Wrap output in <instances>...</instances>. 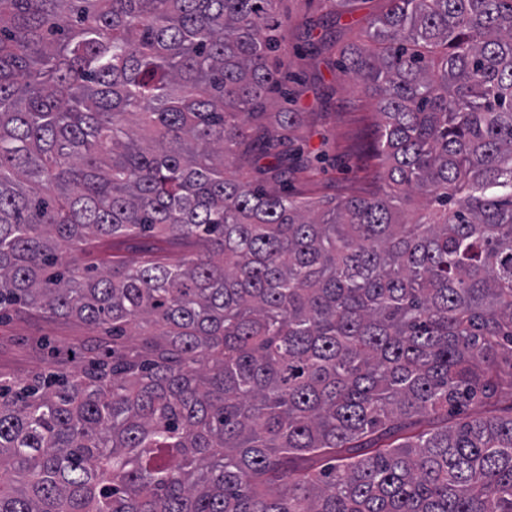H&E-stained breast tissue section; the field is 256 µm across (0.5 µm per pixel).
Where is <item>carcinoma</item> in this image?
<instances>
[{
    "mask_svg": "<svg viewBox=\"0 0 512 512\" xmlns=\"http://www.w3.org/2000/svg\"><path fill=\"white\" fill-rule=\"evenodd\" d=\"M278 2L0 0V316L112 331L0 374V512H512V0L344 49L384 176L337 201L235 169ZM130 246V243L121 239H116L108 244L97 239H92L87 248L88 251L95 253L94 256H96L99 251H106L114 255L117 259H125L128 263H135L139 260L140 254L133 251Z\"/></svg>",
    "mask_w": 512,
    "mask_h": 512,
    "instance_id": "obj_1",
    "label": "carcinoma"
}]
</instances>
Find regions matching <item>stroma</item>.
<instances>
[{
	"mask_svg": "<svg viewBox=\"0 0 512 512\" xmlns=\"http://www.w3.org/2000/svg\"><path fill=\"white\" fill-rule=\"evenodd\" d=\"M385 8V0H354L349 15L335 21L322 0H280L288 34L270 65L281 86L267 94L262 115L252 123L271 139L291 140L312 166L276 177L266 171L268 159L255 151L242 165L246 178L270 188L286 185L316 200L366 195L380 186L381 168L367 149L379 115L373 98L342 72L340 55L360 43L369 20ZM285 108L299 114L287 130L277 121ZM42 338L51 340L58 362L73 366L85 364L90 348L106 341L108 333L75 318L18 310L0 324V373L25 378L42 369L36 347Z\"/></svg>",
	"mask_w": 512,
	"mask_h": 512,
	"instance_id": "stroma-1",
	"label": "stroma"
}]
</instances>
